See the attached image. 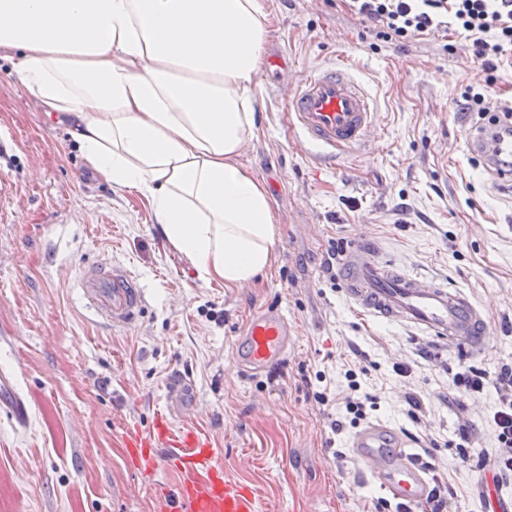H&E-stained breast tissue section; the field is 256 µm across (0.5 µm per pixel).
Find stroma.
<instances>
[{"label": "stroma", "instance_id": "obj_1", "mask_svg": "<svg viewBox=\"0 0 512 512\" xmlns=\"http://www.w3.org/2000/svg\"><path fill=\"white\" fill-rule=\"evenodd\" d=\"M266 5L274 29L254 104L259 132L238 161L265 184L277 238L270 269L241 286L201 280L146 198L98 178L0 59V373L29 412L21 428L0 409V512H159L161 487L179 474L143 471L125 446L159 417L174 435L206 438L225 474L253 491L257 512H396L354 458L352 431L331 432L335 406L314 399L341 390L355 346L381 398L371 423L416 432L403 396L418 386L433 428L416 453L445 496L485 512L482 474L458 444L462 427L487 431L496 396L466 400L465 422L442 401L469 367L512 362V188L474 164L472 122L455 105L479 67L465 46L447 52L439 38L372 47L343 0ZM345 55L373 100L378 138L322 166L296 146L280 76ZM358 234L403 272L484 306L498 327L486 352L465 357L351 304L325 267L332 247ZM98 260L127 265L146 288L133 326L99 322L73 288ZM268 305L295 323L296 344L269 374L241 376L235 336ZM401 360L415 361L411 379L393 372ZM178 375L195 384L186 410L166 398Z\"/></svg>", "mask_w": 512, "mask_h": 512}]
</instances>
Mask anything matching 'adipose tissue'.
Instances as JSON below:
<instances>
[{
  "mask_svg": "<svg viewBox=\"0 0 512 512\" xmlns=\"http://www.w3.org/2000/svg\"><path fill=\"white\" fill-rule=\"evenodd\" d=\"M270 33L265 0H0V53L47 122L228 287L274 258L268 192L238 162Z\"/></svg>",
  "mask_w": 512,
  "mask_h": 512,
  "instance_id": "obj_1",
  "label": "adipose tissue"
}]
</instances>
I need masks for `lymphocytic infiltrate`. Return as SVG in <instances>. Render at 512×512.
I'll return each mask as SVG.
<instances>
[{"label": "lymphocytic infiltrate", "instance_id": "obj_1", "mask_svg": "<svg viewBox=\"0 0 512 512\" xmlns=\"http://www.w3.org/2000/svg\"><path fill=\"white\" fill-rule=\"evenodd\" d=\"M352 16L364 23L378 41L405 45L431 36L463 40L480 73L475 84L466 86L458 105L476 114L481 126L512 127V109L498 101L495 87L501 67H512V0H345ZM365 367L346 369L340 417L330 429L342 433L358 427L370 412L378 410L375 394L365 390L360 377ZM469 396L494 392L496 407L490 417L491 435L463 433L468 447L478 449L476 466L491 476L495 487L512 480V364L498 370L470 369L463 380Z\"/></svg>", "mask_w": 512, "mask_h": 512}]
</instances>
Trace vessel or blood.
<instances>
[{
  "mask_svg": "<svg viewBox=\"0 0 512 512\" xmlns=\"http://www.w3.org/2000/svg\"><path fill=\"white\" fill-rule=\"evenodd\" d=\"M352 66L337 62L309 70L284 87L288 122L302 150L333 162L371 144L377 134V114L365 88L351 75ZM502 167L500 180L512 184V136L495 144ZM338 279L361 312L378 320L410 323L439 339L452 342L467 357L481 355L496 330L483 306L463 292L436 282L404 275L384 261L366 237L344 250ZM78 283L86 307L115 328L135 322L147 304L141 283L122 265L101 260L81 270ZM295 343V330L276 307L254 310L238 332L233 366L243 376H262L282 365ZM12 420L25 424L28 412L10 377L0 376ZM126 445L145 469L157 465L177 470L179 483L162 491L165 512H256L252 490L231 481L210 444L174 435L143 439L129 437ZM351 448L371 481L388 491L407 512H416L431 493L428 472L402 433L381 424L360 429Z\"/></svg>",
  "mask_w": 512,
  "mask_h": 512,
  "instance_id": "vessel-or-blood-1",
  "label": "vessel or blood"
}]
</instances>
